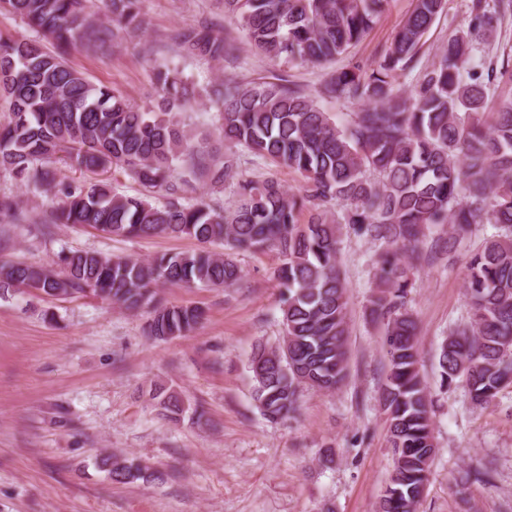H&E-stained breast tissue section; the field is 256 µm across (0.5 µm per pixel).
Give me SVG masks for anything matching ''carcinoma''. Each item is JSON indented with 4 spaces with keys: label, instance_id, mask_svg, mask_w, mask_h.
<instances>
[{
    "label": "carcinoma",
    "instance_id": "carcinoma-1",
    "mask_svg": "<svg viewBox=\"0 0 512 512\" xmlns=\"http://www.w3.org/2000/svg\"><path fill=\"white\" fill-rule=\"evenodd\" d=\"M446 0H414L389 47L369 66L333 74L321 89L359 105L341 127L315 98L276 76L215 90L221 155L193 141L172 111L192 92L177 70L155 73L165 111L135 105L97 85L67 56L91 40L134 37L146 22L137 0H0L4 10L37 37L0 43V96L9 112L0 121V176L34 194H50V223L83 226L126 238L188 237L205 245L191 253L151 260L96 251L59 255L60 270L0 264V296L23 288L46 297L92 293L128 310L147 309V334L185 336L201 321L198 308L168 305L160 283L232 288L242 279L236 255L272 247L281 255L275 276L284 288L283 336L258 345L248 368L261 414L279 420L295 413L301 387L331 392L347 366V288L340 275V225L379 243L374 256L378 290L371 315L384 325L389 359L380 401L387 416L394 471L377 512H416L437 453L434 400L418 368L417 323L405 307L417 264L448 256L477 224L499 232L471 254L465 289L472 316L451 333L438 355L439 385L465 383L472 404L493 402L512 385V99L491 105L495 88L512 85V70L477 57L478 45L501 28L507 10L474 0L467 29L448 39L415 82L399 79L416 66L425 35ZM248 43L274 63L310 66L358 44L387 0H222ZM180 52L216 64L235 57L237 44L206 23L174 36ZM240 150L300 173L290 191L275 177L254 181L240 172ZM63 169L92 174L119 171L164 193L154 204L112 193L108 183L76 185ZM205 179L234 188L226 209L187 196ZM338 202L335 217L328 204ZM307 221H301L302 215ZM0 223H33L12 194H0ZM448 225V237L423 244L426 231ZM219 244L224 251L208 246ZM152 399L171 416L185 411L174 392L158 387ZM116 482L146 477L148 468L108 454L100 459Z\"/></svg>",
    "mask_w": 512,
    "mask_h": 512
}]
</instances>
